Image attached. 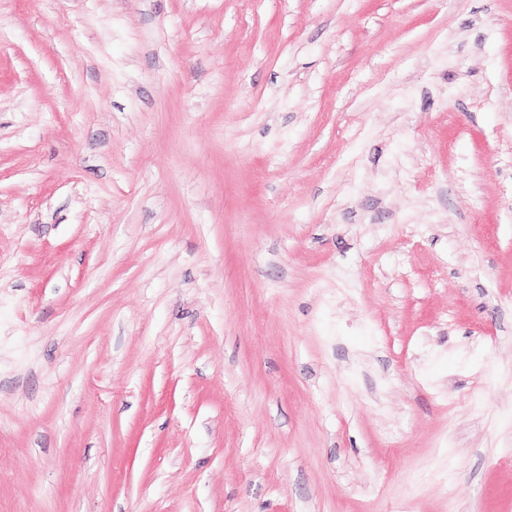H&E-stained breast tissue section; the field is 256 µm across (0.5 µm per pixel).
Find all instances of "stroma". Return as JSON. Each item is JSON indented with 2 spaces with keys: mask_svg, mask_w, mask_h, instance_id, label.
<instances>
[{
  "mask_svg": "<svg viewBox=\"0 0 512 512\" xmlns=\"http://www.w3.org/2000/svg\"><path fill=\"white\" fill-rule=\"evenodd\" d=\"M0 512H512V0H0Z\"/></svg>",
  "mask_w": 512,
  "mask_h": 512,
  "instance_id": "obj_1",
  "label": "stroma"
}]
</instances>
